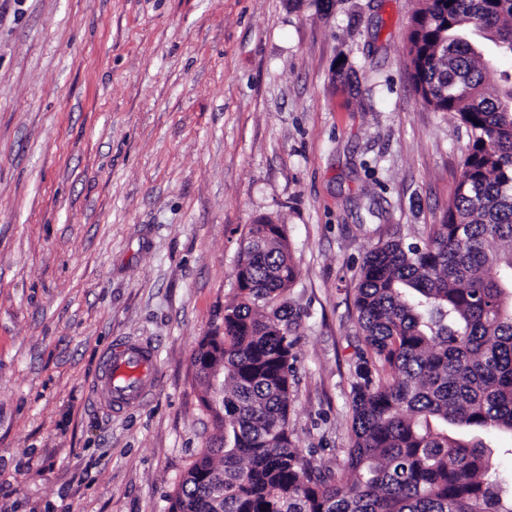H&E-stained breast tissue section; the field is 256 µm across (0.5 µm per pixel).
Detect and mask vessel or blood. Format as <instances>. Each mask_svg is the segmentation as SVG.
Returning <instances> with one entry per match:
<instances>
[{
	"label": "vessel or blood",
	"mask_w": 512,
	"mask_h": 512,
	"mask_svg": "<svg viewBox=\"0 0 512 512\" xmlns=\"http://www.w3.org/2000/svg\"><path fill=\"white\" fill-rule=\"evenodd\" d=\"M155 374L154 355L149 347L133 341L118 343L102 358L100 374L92 384L94 398L111 410L131 402H145Z\"/></svg>",
	"instance_id": "1"
}]
</instances>
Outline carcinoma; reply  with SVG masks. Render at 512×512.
I'll list each match as a JSON object with an SVG mask.
<instances>
[{
  "label": "carcinoma",
  "instance_id": "carcinoma-1",
  "mask_svg": "<svg viewBox=\"0 0 512 512\" xmlns=\"http://www.w3.org/2000/svg\"><path fill=\"white\" fill-rule=\"evenodd\" d=\"M407 52L424 105L470 131L448 208L418 243L370 248L354 306L361 363L352 438L329 477L293 447L297 278L286 230L244 232L234 297L194 356L215 438L169 512H512L477 432L512 434V73L489 88L492 58L512 55V0H417Z\"/></svg>",
  "mask_w": 512,
  "mask_h": 512
}]
</instances>
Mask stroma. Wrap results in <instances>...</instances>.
Wrapping results in <instances>:
<instances>
[{"instance_id": "obj_1", "label": "stroma", "mask_w": 512, "mask_h": 512, "mask_svg": "<svg viewBox=\"0 0 512 512\" xmlns=\"http://www.w3.org/2000/svg\"><path fill=\"white\" fill-rule=\"evenodd\" d=\"M415 0H0V512H168L214 435L190 358L248 224L299 275L292 440L350 443L368 249L439 223L468 132L424 106ZM154 350L147 402L90 399ZM100 375L92 384L96 403L120 410L130 402L144 403L155 381L152 350L140 343L125 341L111 347L101 361Z\"/></svg>"}]
</instances>
